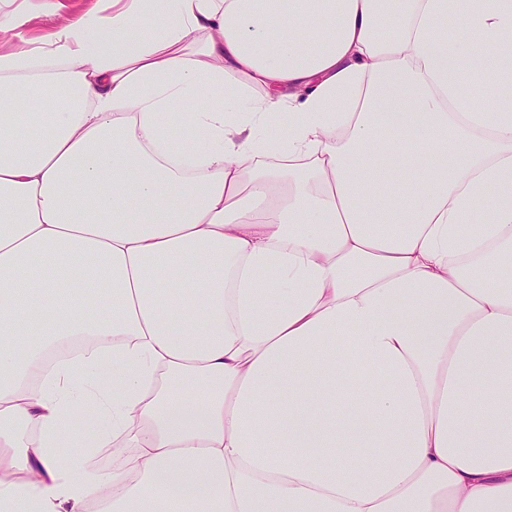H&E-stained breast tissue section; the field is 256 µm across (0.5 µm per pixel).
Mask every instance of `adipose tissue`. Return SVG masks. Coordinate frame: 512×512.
Segmentation results:
<instances>
[{
	"mask_svg": "<svg viewBox=\"0 0 512 512\" xmlns=\"http://www.w3.org/2000/svg\"><path fill=\"white\" fill-rule=\"evenodd\" d=\"M102 2L0 20V512H512V0ZM0 17L4 19L17 8L19 22L16 30L19 40L28 41L43 35L61 21V16L50 11L46 6L49 0H8L1 4Z\"/></svg>",
	"mask_w": 512,
	"mask_h": 512,
	"instance_id": "adipose-tissue-1",
	"label": "adipose tissue"
}]
</instances>
